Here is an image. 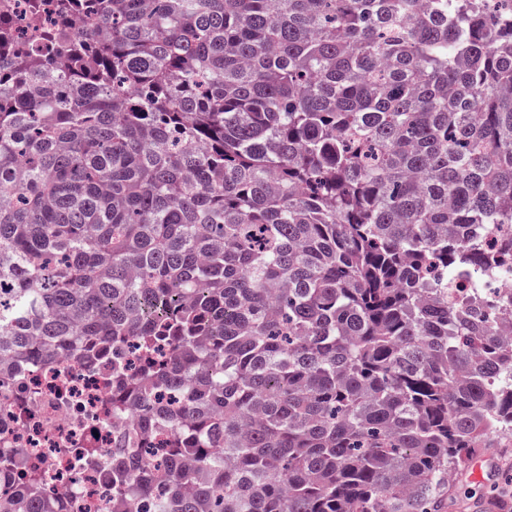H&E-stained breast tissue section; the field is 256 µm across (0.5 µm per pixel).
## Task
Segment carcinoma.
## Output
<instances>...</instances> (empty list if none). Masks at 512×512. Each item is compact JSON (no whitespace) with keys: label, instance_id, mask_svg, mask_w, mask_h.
Returning <instances> with one entry per match:
<instances>
[{"label":"carcinoma","instance_id":"cac0c4a2","mask_svg":"<svg viewBox=\"0 0 512 512\" xmlns=\"http://www.w3.org/2000/svg\"><path fill=\"white\" fill-rule=\"evenodd\" d=\"M502 224L512 0H0V363L137 338L116 512H440L512 439Z\"/></svg>","mask_w":512,"mask_h":512}]
</instances>
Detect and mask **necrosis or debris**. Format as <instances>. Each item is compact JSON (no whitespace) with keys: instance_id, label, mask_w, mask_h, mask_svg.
Listing matches in <instances>:
<instances>
[{"instance_id":"necrosis-or-debris-1","label":"necrosis or debris","mask_w":512,"mask_h":512,"mask_svg":"<svg viewBox=\"0 0 512 512\" xmlns=\"http://www.w3.org/2000/svg\"><path fill=\"white\" fill-rule=\"evenodd\" d=\"M111 373L61 359L0 382V453L44 470L49 492L70 489L82 512H112L107 471L125 422L102 413ZM77 447L94 448L98 465L79 460Z\"/></svg>"}]
</instances>
